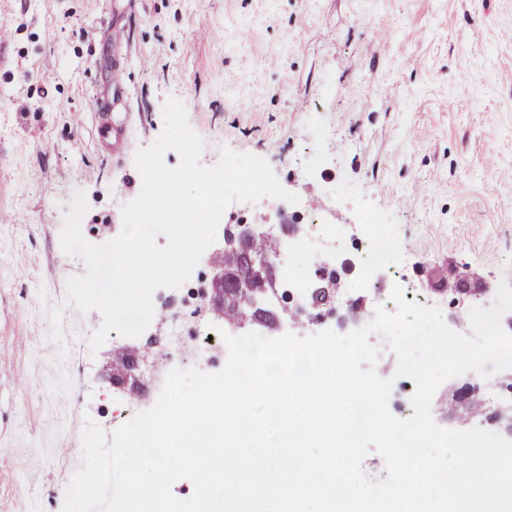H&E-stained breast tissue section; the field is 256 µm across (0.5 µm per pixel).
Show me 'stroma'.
I'll list each match as a JSON object with an SVG mask.
<instances>
[{"instance_id":"stroma-1","label":"stroma","mask_w":512,"mask_h":512,"mask_svg":"<svg viewBox=\"0 0 512 512\" xmlns=\"http://www.w3.org/2000/svg\"><path fill=\"white\" fill-rule=\"evenodd\" d=\"M1 27L0 214L25 221L0 222V355L29 384L0 381V512H61L87 421L109 433L151 407L112 384L113 357L166 336L170 317L195 326L161 307L145 334L110 332L94 352L102 315L66 295L85 271L60 244L74 192L84 238L116 237L167 98L184 104L202 165L254 154L300 198L279 212L233 203L225 224H278L336 189L328 222L356 237L360 210L378 213L411 287L461 334L464 311L512 284V0H0ZM92 94L112 102L115 153L97 114L71 122ZM466 272L484 293L449 301Z\"/></svg>"}]
</instances>
